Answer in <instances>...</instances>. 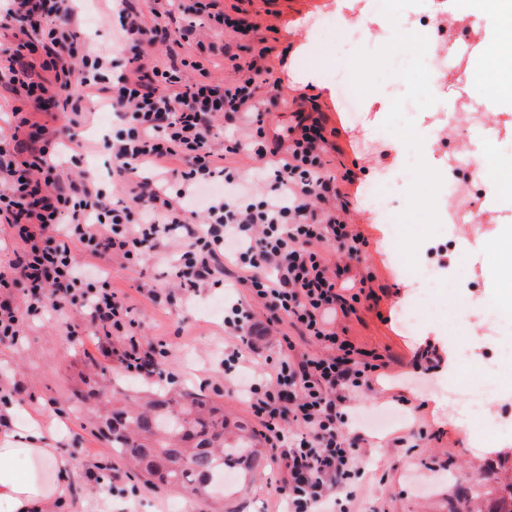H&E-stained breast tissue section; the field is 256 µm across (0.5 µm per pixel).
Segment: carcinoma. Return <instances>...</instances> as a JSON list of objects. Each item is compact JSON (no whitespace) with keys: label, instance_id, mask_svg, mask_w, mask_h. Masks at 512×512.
I'll list each match as a JSON object with an SVG mask.
<instances>
[{"label":"carcinoma","instance_id":"carcinoma-1","mask_svg":"<svg viewBox=\"0 0 512 512\" xmlns=\"http://www.w3.org/2000/svg\"><path fill=\"white\" fill-rule=\"evenodd\" d=\"M98 435L143 475L214 502L224 500V471L238 474L260 463L249 427L192 393H114ZM454 502L449 512H512V474L498 461L458 486Z\"/></svg>","mask_w":512,"mask_h":512}]
</instances>
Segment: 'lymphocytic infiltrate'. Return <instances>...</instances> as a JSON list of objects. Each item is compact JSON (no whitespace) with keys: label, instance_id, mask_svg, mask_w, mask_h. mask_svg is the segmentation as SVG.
I'll return each instance as SVG.
<instances>
[{"label":"lymphocytic infiltrate","instance_id":"1","mask_svg":"<svg viewBox=\"0 0 512 512\" xmlns=\"http://www.w3.org/2000/svg\"><path fill=\"white\" fill-rule=\"evenodd\" d=\"M218 0H151V26L138 19L132 0H110L106 17L119 35V56L81 41L82 18L74 0H0V28L13 32L0 46V90L16 100L10 139L0 140V224L20 245L0 262V343L17 344L25 325L46 309L87 311L104 339L122 346L116 356L134 376L152 375L168 356L163 343L137 332L133 306L112 287L113 259L134 265L162 261L175 247V295L154 293V303L187 304L202 283L220 285L227 267L248 299L224 310L232 342L224 369L235 372L253 349V305L271 321L288 323L313 341L318 353L284 354L267 372L239 388L261 426L271 455L284 471L277 487L288 512H320L335 499L336 512H354L362 435L349 412L351 394L371 386L379 366L333 326L355 313L373 292L331 269L325 250L360 259L367 239L350 230L331 197L337 182L322 160L327 139L319 122L298 121L290 145H270L261 97L274 71L272 46L258 25L217 7ZM190 20L180 40L219 26L250 56L227 53L235 78L213 81L199 62L146 61L144 47L167 33L175 12ZM118 112L104 137L112 158V183L103 187L82 174L63 177L51 156L73 144L85 103ZM34 111H26V104ZM59 112L65 122L47 126L34 112ZM234 132L218 138L216 117ZM248 152L259 168L251 176L224 165ZM223 182L224 192L198 202L199 190ZM23 304H15V295Z\"/></svg>","mask_w":512,"mask_h":512}]
</instances>
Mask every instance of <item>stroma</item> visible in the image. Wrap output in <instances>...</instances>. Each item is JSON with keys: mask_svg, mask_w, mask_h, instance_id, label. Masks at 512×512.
Listing matches in <instances>:
<instances>
[{"mask_svg": "<svg viewBox=\"0 0 512 512\" xmlns=\"http://www.w3.org/2000/svg\"><path fill=\"white\" fill-rule=\"evenodd\" d=\"M239 4L246 20L267 27L268 43L282 51L274 77L288 99L287 109H274L265 118L268 135L285 133L295 125L298 114L320 120L330 146L325 159L336 173L352 171L355 183L348 187L346 220L351 230L369 241L367 255L359 262L343 254L333 255L337 267H349L352 277H369L377 300L361 302L355 315L337 318L336 326L346 327L347 338L357 347L378 356L381 363L377 381L370 390L357 394L351 404L362 411L390 413L395 424L366 431L360 454L367 464L358 485L357 512H448L453 501L449 474L470 478L478 474L485 459H504L512 466V429L487 437L482 425L472 421L460 425V397L448 389L436 395L437 385H447L459 372L455 354L460 347L471 350L470 364L475 379H482V363L487 352L497 347L473 315H457L455 298L466 293L474 300L492 296L491 271L484 260V246L512 225V201L493 202L489 196L475 198L464 219L456 217V199L468 188L456 178L448 162L449 154L466 155L478 146L512 151V103L482 107L479 113L455 115L456 138H448L437 123L439 111L448 102L466 98L476 102L483 95L484 77L464 83L460 73L470 70L483 53L491 32L474 16L463 15L459 0H401L403 9L431 11L447 21H464L468 42L473 45L466 57H456L455 71L428 96L409 122L410 133L429 132L437 169L426 176L421 194H414L408 170L411 160L388 127L396 118L378 78L388 60L404 52L420 55V44L405 38L399 20L382 24L383 35L368 49L337 45L331 29L318 30L314 24L324 17H336L345 25L358 26L367 10V0H219L222 9ZM351 67L360 77L358 91L365 103V120L354 124L343 109L330 75ZM100 111L89 114L75 129L81 143L80 167L106 178L108 157L99 147L103 134L111 132ZM387 177L401 187L393 197L391 210L404 227L401 246H394L391 224L381 216L366 192L369 182ZM469 240L475 250L464 257L473 276L460 281L455 270L462 255L451 242ZM433 263L438 279L433 305L423 310L416 330L401 324V312L414 302L421 283L412 274L422 263ZM226 284L202 285L193 304L185 309L155 305L151 292L174 288L170 267L146 260L127 268H113L112 286L134 306L139 332L167 344V372L173 373L174 390L208 396L224 407L225 415L248 423L254 420L243 396L234 393L224 376V299L242 298L241 289ZM115 390L154 389L150 378H134L117 358L104 356L101 341L89 315L80 309L46 311L25 328L21 341L0 345V393L18 400L12 415V429L20 433L37 415L53 412L59 420L51 433L61 452L78 462L69 475L71 498L60 512H212V503L193 495L177 494L161 485L146 484L139 475L123 482L109 478L87 479L85 471L92 459H106L110 451L94 434L98 404L75 397L86 389L87 381ZM274 463H267L246 478H236L224 490V512H273L277 500Z\"/></svg>", "mask_w": 512, "mask_h": 512, "instance_id": "obj_1", "label": "stroma"}]
</instances>
